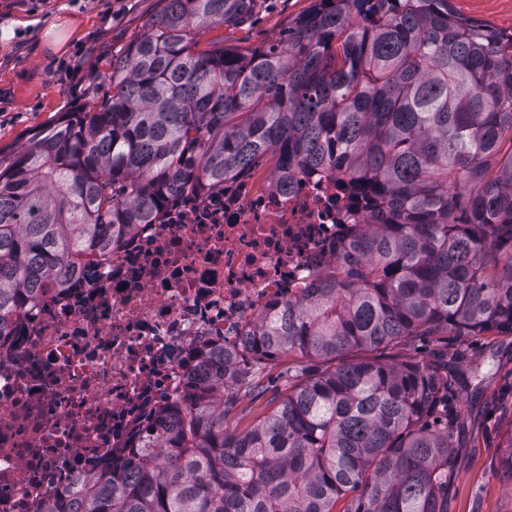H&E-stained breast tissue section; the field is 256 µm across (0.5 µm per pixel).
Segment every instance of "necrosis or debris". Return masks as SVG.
Wrapping results in <instances>:
<instances>
[{"label":"necrosis or debris","instance_id":"1","mask_svg":"<svg viewBox=\"0 0 512 512\" xmlns=\"http://www.w3.org/2000/svg\"><path fill=\"white\" fill-rule=\"evenodd\" d=\"M361 209L324 173L187 194L94 269L26 306L0 336V512H44L121 465L197 395L212 356L336 254Z\"/></svg>","mask_w":512,"mask_h":512}]
</instances>
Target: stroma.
Masks as SVG:
<instances>
[{
    "instance_id": "1",
    "label": "stroma",
    "mask_w": 512,
    "mask_h": 512,
    "mask_svg": "<svg viewBox=\"0 0 512 512\" xmlns=\"http://www.w3.org/2000/svg\"><path fill=\"white\" fill-rule=\"evenodd\" d=\"M159 7V0H0V27H14L10 40L0 39V152L16 151L32 129L90 104L93 79L108 71L113 55ZM311 7L312 0H258L240 27H218L207 36L242 50L261 47ZM451 7L461 17L512 32V0H451ZM60 14L77 17L78 24L66 49L54 51L43 30ZM458 353L480 373L456 375L465 397L454 432L448 512H512V470L503 463L512 436V335L433 340L422 357L433 362Z\"/></svg>"
}]
</instances>
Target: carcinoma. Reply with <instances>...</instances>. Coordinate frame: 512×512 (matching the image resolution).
Here are the masks:
<instances>
[{"instance_id":"1","label":"carcinoma","mask_w":512,"mask_h":512,"mask_svg":"<svg viewBox=\"0 0 512 512\" xmlns=\"http://www.w3.org/2000/svg\"><path fill=\"white\" fill-rule=\"evenodd\" d=\"M160 2L92 106L0 154V335L172 200L258 168L328 171L369 214L132 468L45 512H332L349 492L345 512H448L444 365L350 353L512 335V34L449 0H315L269 45L202 49L257 0ZM276 381V408L227 426Z\"/></svg>"}]
</instances>
